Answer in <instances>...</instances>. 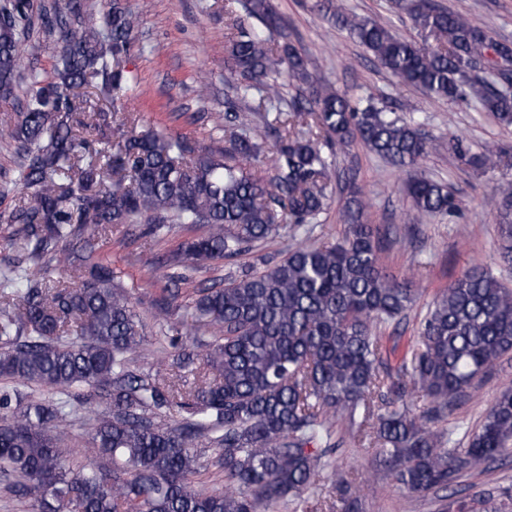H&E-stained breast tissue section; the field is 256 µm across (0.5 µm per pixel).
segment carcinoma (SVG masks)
Instances as JSON below:
<instances>
[{
    "label": "carcinoma",
    "mask_w": 512,
    "mask_h": 512,
    "mask_svg": "<svg viewBox=\"0 0 512 512\" xmlns=\"http://www.w3.org/2000/svg\"><path fill=\"white\" fill-rule=\"evenodd\" d=\"M227 6L232 88L259 96L257 109L282 127H308L309 137L278 133L269 177L253 168L261 149L233 132L234 104L224 103L217 128L230 130L222 150H202L185 137L113 124L112 110L70 88L108 89L125 81L123 57L136 42L138 16L122 0L94 18L86 0H0V95L21 90L18 112L0 126L21 164L12 187L21 201L6 222L9 245L25 265L0 269V378L35 385L50 398L0 393V473L13 493L44 512H258L287 497L300 499L324 482L340 512H361V499L333 455L359 442L372 408L376 465L411 493L450 487L512 448V387L503 389L466 446L449 447L435 424L447 417L500 359L512 352V290L485 267L464 272L420 321L416 345L398 369L383 358L377 330L401 320L416 301L405 278L379 262V229L363 222L367 203L350 191L345 234L334 245L300 244L275 264L204 288L187 305L176 291L158 304L177 354L171 367L195 373L182 390L164 375L142 372L134 355L144 324L112 268L93 262L112 226L140 224L160 237L173 224L207 232L166 259L167 277L186 284L210 263L240 256L283 224H311L326 211L336 172L324 145L358 143L402 170L428 154L430 139L368 98L313 86L307 59L281 35L273 42L251 24L279 28L272 0ZM421 37H402L332 0L317 5L347 30L387 72L450 102L476 101L512 126V44L495 41L435 0H394ZM38 17L56 37L54 78L44 80L23 58ZM285 81L312 86L309 106L283 104ZM505 157L474 154L476 168ZM414 210L448 216L459 200L442 182L416 178L406 188ZM500 256L512 262V214L499 224ZM191 317L171 321L176 308ZM202 327L211 340L197 338ZM190 336L184 340L181 335ZM428 399L421 414L405 399ZM98 403L90 442L111 458L107 478L89 460L78 466L64 444L73 440L77 409ZM221 450L224 489L192 485L202 468L198 448ZM448 512H502L491 498L452 500Z\"/></svg>",
    "instance_id": "1"
}]
</instances>
